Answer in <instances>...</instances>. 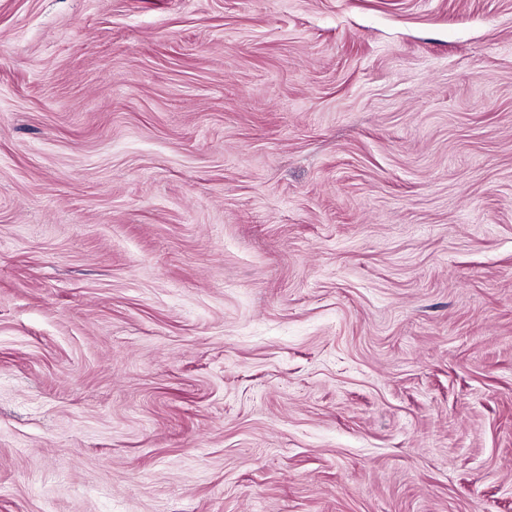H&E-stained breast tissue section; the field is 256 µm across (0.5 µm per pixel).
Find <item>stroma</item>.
Listing matches in <instances>:
<instances>
[{"label":"stroma","instance_id":"1","mask_svg":"<svg viewBox=\"0 0 512 512\" xmlns=\"http://www.w3.org/2000/svg\"><path fill=\"white\" fill-rule=\"evenodd\" d=\"M0 512H512V0H0Z\"/></svg>","mask_w":512,"mask_h":512}]
</instances>
